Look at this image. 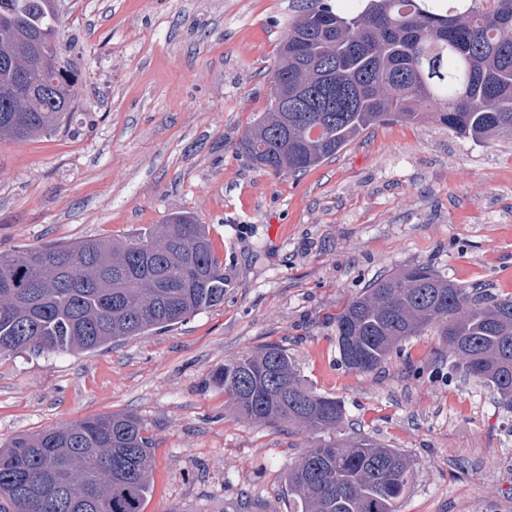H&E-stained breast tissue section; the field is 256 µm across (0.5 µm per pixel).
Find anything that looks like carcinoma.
<instances>
[{
    "label": "carcinoma",
    "instance_id": "obj_1",
    "mask_svg": "<svg viewBox=\"0 0 512 512\" xmlns=\"http://www.w3.org/2000/svg\"><path fill=\"white\" fill-rule=\"evenodd\" d=\"M311 0L288 26L271 97L238 150L297 174L371 127L433 117L479 141L512 134V0ZM60 0H0V140L63 128L79 99L60 44ZM224 303V266L206 226L170 216L134 239H87L0 253V353L91 351L189 320ZM339 360L370 373L433 329L454 373L512 408V294L466 287L428 264L383 274L333 317ZM361 363L349 362L343 337ZM249 422L337 431L342 404L302 384L278 345L213 375ZM151 438L132 414L67 422L0 448V496L12 512H143ZM68 461L70 468L55 472ZM413 461L368 437L319 440L288 467L292 512H398Z\"/></svg>",
    "mask_w": 512,
    "mask_h": 512
}]
</instances>
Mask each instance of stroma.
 Instances as JSON below:
<instances>
[{"label":"stroma","mask_w":512,"mask_h":512,"mask_svg":"<svg viewBox=\"0 0 512 512\" xmlns=\"http://www.w3.org/2000/svg\"><path fill=\"white\" fill-rule=\"evenodd\" d=\"M305 3L62 0L79 108L55 135L0 141V251L125 240L189 212L224 265V302L85 353L0 354V447L133 413L153 442L144 512H288L284 477L311 436L234 418L211 381L277 344L352 433L412 459L399 512H512V411L494 391L449 377L432 332L375 372L347 370L329 321L415 264L512 293V136L389 122L304 173L255 169L238 143Z\"/></svg>","instance_id":"obj_1"}]
</instances>
